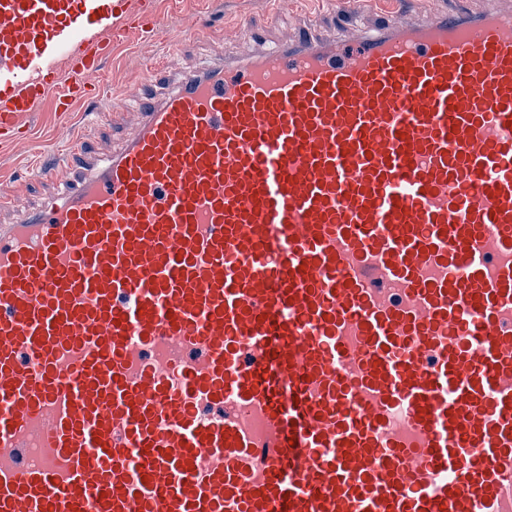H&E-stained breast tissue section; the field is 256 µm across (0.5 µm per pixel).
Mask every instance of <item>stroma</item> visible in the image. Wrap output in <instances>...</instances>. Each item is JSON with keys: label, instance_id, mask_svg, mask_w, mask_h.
Returning a JSON list of instances; mask_svg holds the SVG:
<instances>
[{"label": "stroma", "instance_id": "stroma-1", "mask_svg": "<svg viewBox=\"0 0 512 512\" xmlns=\"http://www.w3.org/2000/svg\"><path fill=\"white\" fill-rule=\"evenodd\" d=\"M337 0H157L167 34L154 42L129 40L105 59L99 73L101 92L94 105L74 104L67 126H60L51 102H43L28 122L31 137L23 144L0 142V182L16 191L14 209L0 213V224H11L38 208L56 193L52 185L38 181L34 160L55 162V148L62 145L67 129H75L97 154L111 155L134 126L137 116L126 113L116 124L101 123L90 109H112L126 91L140 82L155 64H162L163 85L172 86L182 71L202 67L225 51L252 55L259 46L295 39L305 32L311 16L321 15L317 35L331 39L342 26L335 14Z\"/></svg>", "mask_w": 512, "mask_h": 512}]
</instances>
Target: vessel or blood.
<instances>
[{
	"label": "vessel or blood",
	"mask_w": 512,
	"mask_h": 512,
	"mask_svg": "<svg viewBox=\"0 0 512 512\" xmlns=\"http://www.w3.org/2000/svg\"><path fill=\"white\" fill-rule=\"evenodd\" d=\"M131 33L156 0H0V138ZM127 110L0 224V512H512V17L229 53ZM133 112L135 111L126 113L117 124L101 123L93 116L88 115L87 102L80 101L73 105L68 125L75 129L97 154L109 156L112 155V151L119 148L123 139L134 126L137 116Z\"/></svg>",
	"instance_id": "b4317fda"
}]
</instances>
